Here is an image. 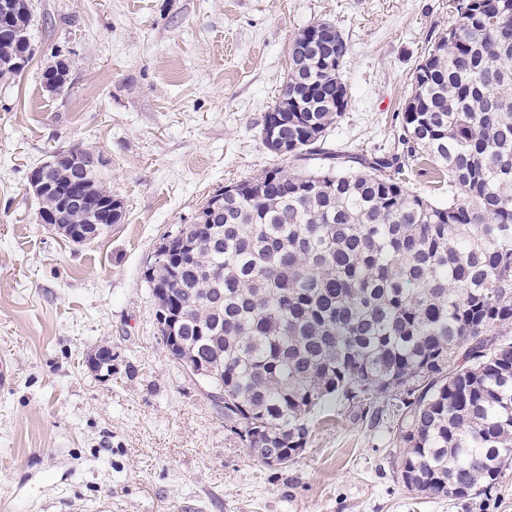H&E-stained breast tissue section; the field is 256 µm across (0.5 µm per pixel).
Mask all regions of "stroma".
I'll return each instance as SVG.
<instances>
[{"mask_svg":"<svg viewBox=\"0 0 512 512\" xmlns=\"http://www.w3.org/2000/svg\"><path fill=\"white\" fill-rule=\"evenodd\" d=\"M33 62L0 79V512H512V468L489 500L426 499L399 478L400 413L375 401L314 416L306 449L268 467L171 360L144 280L163 235L220 187L297 160L262 120L312 22L348 43V106L325 137L342 156L387 149L448 0H32ZM68 93L46 91L56 56ZM99 154L120 223L90 244L39 221L28 182L53 150ZM112 348V375L84 363Z\"/></svg>","mask_w":512,"mask_h":512,"instance_id":"35a3bbf8","label":"stroma"}]
</instances>
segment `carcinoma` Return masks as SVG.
Masks as SVG:
<instances>
[{"mask_svg": "<svg viewBox=\"0 0 512 512\" xmlns=\"http://www.w3.org/2000/svg\"><path fill=\"white\" fill-rule=\"evenodd\" d=\"M412 76L389 152L354 166L320 148L346 110L343 67L290 61L288 157L238 182L213 232L147 283L178 309L179 362L251 449L288 462L312 411L396 401L404 486L492 494L512 465V0H468ZM448 186L439 205L414 171ZM423 172L424 171H419L415 173L408 186L409 189L417 194L427 197L434 203H448V187L440 190H434V185L430 183L429 175Z\"/></svg>", "mask_w": 512, "mask_h": 512, "instance_id": "cac0c4a2", "label": "carcinoma"}]
</instances>
